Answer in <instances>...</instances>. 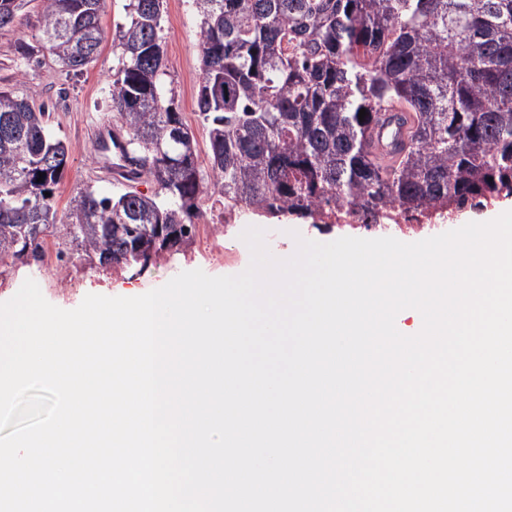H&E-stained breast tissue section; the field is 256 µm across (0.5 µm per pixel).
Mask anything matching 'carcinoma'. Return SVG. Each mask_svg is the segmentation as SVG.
Here are the masks:
<instances>
[{
  "label": "carcinoma",
  "mask_w": 512,
  "mask_h": 512,
  "mask_svg": "<svg viewBox=\"0 0 512 512\" xmlns=\"http://www.w3.org/2000/svg\"><path fill=\"white\" fill-rule=\"evenodd\" d=\"M102 2L42 0L41 50L83 70L103 40ZM24 4L0 0V31ZM192 4L208 164L165 85L163 0H129L112 111L136 175L159 191L73 199L63 230L90 269L146 267L188 245L213 177L226 208L314 224L357 210L372 224L428 217L512 196V0ZM394 103L413 125L404 154L384 165L370 156L368 131ZM3 118L14 143H0V263L38 252L40 239L20 225L56 223L45 193L70 152L46 109L14 90H0Z\"/></svg>",
  "instance_id": "carcinoma-1"
}]
</instances>
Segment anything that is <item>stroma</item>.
<instances>
[{
    "instance_id": "obj_1",
    "label": "stroma",
    "mask_w": 512,
    "mask_h": 512,
    "mask_svg": "<svg viewBox=\"0 0 512 512\" xmlns=\"http://www.w3.org/2000/svg\"><path fill=\"white\" fill-rule=\"evenodd\" d=\"M127 0H104L100 24L104 41L95 60L82 71L62 68L51 57L24 62L16 53L17 43L40 47V0H27L15 26L0 33V88L29 95L34 105H46L54 133L70 148L67 169L55 190L58 227L46 230L43 251L62 257L55 271L42 272L36 264L0 266V302L11 299L26 279H42V294L51 304L66 310L80 305L86 295L132 297L166 284L183 271L203 270L211 276L237 275L249 265L251 254L236 229L208 224L197 219L196 236L183 253L149 264L145 268L96 273L82 259L76 244L68 241L60 224L65 221L71 199L88 189L104 195H117L133 189L145 194L156 191L147 177L132 184L116 183L101 175L99 156L93 150L96 127L115 124L112 112V82L119 67L120 51L115 43L116 29L126 21ZM164 27L165 83L171 89L179 112L191 127L200 154H207L208 139L196 114V97L201 64L197 54L198 20L191 0H165ZM241 223L269 225L266 238L269 251L283 252L294 247L296 237L327 243L345 236L364 237V230L350 227L320 231L310 221L296 218L278 220L244 215Z\"/></svg>"
}]
</instances>
